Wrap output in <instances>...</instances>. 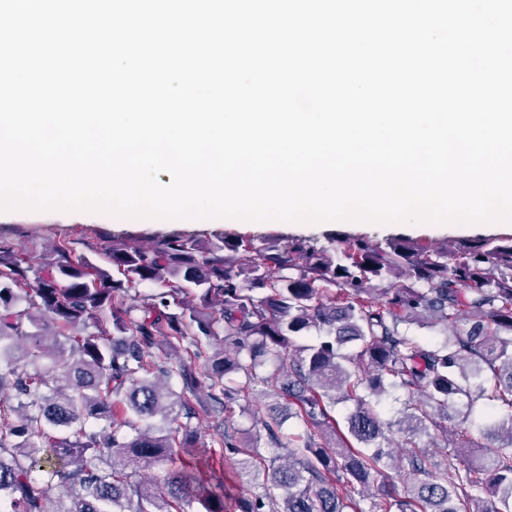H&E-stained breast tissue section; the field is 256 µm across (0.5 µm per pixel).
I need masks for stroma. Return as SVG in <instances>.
<instances>
[{
  "mask_svg": "<svg viewBox=\"0 0 512 512\" xmlns=\"http://www.w3.org/2000/svg\"><path fill=\"white\" fill-rule=\"evenodd\" d=\"M173 232H181L203 240L228 235L251 237H310L327 241L329 237L365 235L374 240L406 236L428 245L455 243L473 237L512 236L511 224H378L299 223L277 220L248 221L240 219L202 222L196 219L148 218L137 223L104 212L62 210H13L0 212V239L20 243L33 267H40L50 244L62 237L74 240L78 252L96 258L113 240L132 238L148 244Z\"/></svg>",
  "mask_w": 512,
  "mask_h": 512,
  "instance_id": "obj_1",
  "label": "stroma"
}]
</instances>
